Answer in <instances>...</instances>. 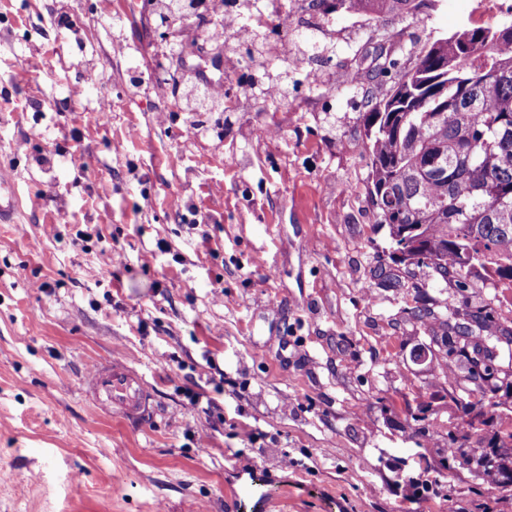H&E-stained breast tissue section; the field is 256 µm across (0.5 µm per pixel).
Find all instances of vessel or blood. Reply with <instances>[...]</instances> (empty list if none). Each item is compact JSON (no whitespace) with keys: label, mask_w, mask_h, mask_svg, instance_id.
Wrapping results in <instances>:
<instances>
[{"label":"vessel or blood","mask_w":512,"mask_h":512,"mask_svg":"<svg viewBox=\"0 0 512 512\" xmlns=\"http://www.w3.org/2000/svg\"><path fill=\"white\" fill-rule=\"evenodd\" d=\"M14 183L0 176V223H6L19 208ZM86 391L96 407L105 414H117L134 423L154 417L150 391L140 374L117 360L95 364L84 379Z\"/></svg>","instance_id":"obj_1"}]
</instances>
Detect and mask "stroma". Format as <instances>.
Returning <instances> with one entry per match:
<instances>
[{
  "label": "stroma",
  "instance_id": "35a3bbf8",
  "mask_svg": "<svg viewBox=\"0 0 512 512\" xmlns=\"http://www.w3.org/2000/svg\"><path fill=\"white\" fill-rule=\"evenodd\" d=\"M287 2L266 30L288 44L285 97L249 92L230 38L227 110L195 127L173 108L181 83L155 91L154 18L125 0H0V170L21 200L0 224V512H512V488L448 456L474 385L408 313L441 284L391 263L363 94L334 84L364 32L396 37L401 71L512 0L337 14L315 53L303 0ZM462 301L512 328L511 288L449 293ZM113 357L146 381L148 424L86 394ZM494 364L498 405L475 420L487 438L512 429V344Z\"/></svg>",
  "mask_w": 512,
  "mask_h": 512
}]
</instances>
